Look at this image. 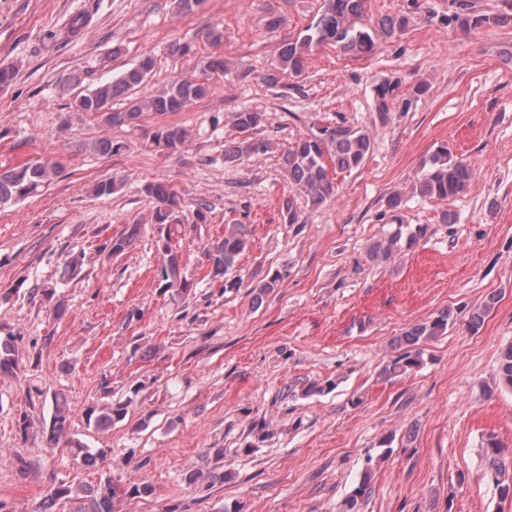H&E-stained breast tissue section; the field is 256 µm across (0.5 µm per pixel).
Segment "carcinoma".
<instances>
[{"mask_svg": "<svg viewBox=\"0 0 512 512\" xmlns=\"http://www.w3.org/2000/svg\"><path fill=\"white\" fill-rule=\"evenodd\" d=\"M506 8L495 14H479L473 10L471 0H449L448 15L443 21L463 31L479 29L484 26H508L512 24V0H502ZM365 10V0H323V5L315 22L306 29L305 34L290 40L279 49L278 57L264 73L262 80L269 87H277L290 77H299L305 69L308 56L314 47L333 44L353 58H363L373 53L377 41L387 40L402 32L407 19L403 16H385L370 28L357 25ZM154 69V60L145 55L139 63L112 81L97 85L89 93L75 101V111L101 117L110 126H123L136 122L143 113L180 112L188 105L205 98L212 90L211 79L215 74L224 73V57L211 56L204 63L201 72L188 78L172 82L160 93L144 98L129 100L120 110L112 108V102L125 92L146 81ZM398 84L383 82L375 87L378 108L388 111V104L396 98ZM264 114L244 108L232 113L231 122L242 132L254 131L262 125ZM192 141L191 132L178 124L159 127L152 134L151 144L158 151L167 155L181 153ZM371 147L369 136L348 127L324 126L312 139H305L286 149L284 163L292 188L304 194L315 206L324 204L335 193L334 185L328 176L325 156H330L334 166L339 170L350 171L358 168ZM273 149L266 139H242L224 150V162L234 163L254 155L265 154ZM57 175V167L48 162L24 164L12 169L0 170V205L18 201L49 184ZM471 168L448 156V149L439 147L430 157L428 168L414 183L415 191L425 198L445 200L463 194L471 181ZM142 193L150 200L151 223L162 228L160 237L155 241L156 250L163 256L162 278L167 288H177L188 294L193 282L183 275L179 257L173 250L172 233L167 229L176 223V214L181 209V196L173 189L160 183L147 182ZM428 227L423 224L411 226L399 224L383 239L376 241L369 249V256L374 262L387 260L394 251L406 250L418 244L427 234ZM142 225L132 224L127 233L112 239L106 244L108 254L119 256L129 249L139 238ZM247 246L245 235L231 231L224 235V240L206 250L211 263L213 276L228 273L238 261ZM283 276L276 271L266 275L254 287L255 296L260 298L280 286ZM458 312L445 309L432 320L410 325L404 329L396 340V354L384 366L382 374L388 378L407 376L422 365V345L444 335L448 326L456 323ZM22 359L10 336H0V373L18 374ZM499 383L512 388V344L500 352ZM29 393L48 402L52 406L49 425L47 426V443L51 446L66 440L72 453L87 466H94L106 461L108 450L99 448L92 452L81 442L70 437L73 411L66 397L60 392L48 393L41 387H29ZM129 402H108L101 406L85 410L87 426L97 430L112 427V424L125 419ZM503 449L489 439L486 443L485 456L489 458L497 475V490L501 499L512 500V477L506 475L505 465L500 463ZM372 466H367L358 485L353 489L350 508L357 507L360 500L370 494L369 486ZM116 487L112 478L89 487L74 488L60 484L46 495L42 509L52 512L57 501L67 499L76 502L72 512H117L115 499Z\"/></svg>", "mask_w": 512, "mask_h": 512, "instance_id": "obj_1", "label": "carcinoma"}]
</instances>
